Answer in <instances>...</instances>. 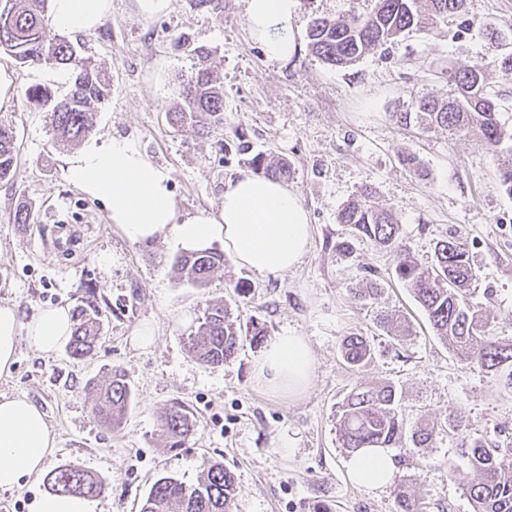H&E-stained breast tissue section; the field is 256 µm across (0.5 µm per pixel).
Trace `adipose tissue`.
Listing matches in <instances>:
<instances>
[{
  "label": "adipose tissue",
  "instance_id": "adipose-tissue-1",
  "mask_svg": "<svg viewBox=\"0 0 512 512\" xmlns=\"http://www.w3.org/2000/svg\"><path fill=\"white\" fill-rule=\"evenodd\" d=\"M52 19L61 31L97 27L112 12V0H50ZM297 0H247V23L261 39L269 59L286 61L301 47L294 36ZM68 179L87 197L107 208L108 219L127 240L148 244L174 239L185 250L224 244L237 265L263 278H276L298 266L311 239L308 212L283 181L241 172L224 185L219 209L179 215L169 169L155 164L137 141L114 137L89 142L66 160ZM67 308L41 310L21 322L15 306L0 305V374L16 361L20 337L45 354L55 353L71 336ZM313 358L305 337L284 332L272 337L255 364V378L276 395L303 394ZM55 437L44 414L21 397H0V489L19 487L44 470ZM357 484L381 489L393 484L396 464L386 448H367L345 463Z\"/></svg>",
  "mask_w": 512,
  "mask_h": 512
}]
</instances>
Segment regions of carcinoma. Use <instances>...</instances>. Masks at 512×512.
<instances>
[{
	"label": "carcinoma",
	"instance_id": "carcinoma-1",
	"mask_svg": "<svg viewBox=\"0 0 512 512\" xmlns=\"http://www.w3.org/2000/svg\"><path fill=\"white\" fill-rule=\"evenodd\" d=\"M428 2L435 19L460 15L466 9V0ZM417 3L418 0H375L373 11L365 17L319 19L308 31L309 51L330 66L352 65L370 50L400 35L427 28L431 17L418 12ZM46 11L47 0H0V51L22 67L61 65L73 71V83L60 97L38 86L25 91L28 102L48 107L49 124L57 141L72 145L95 132L98 108L107 96L106 78L81 56L78 47L51 31ZM197 56L194 73L183 82V104L169 116L173 124H188L204 135L224 124V87L208 63V55L199 50ZM448 83V97L423 99L416 112H395L396 122L476 135L487 149L496 150L506 132L497 118L498 103L487 91L485 73L475 67L458 69L450 73ZM17 164L14 131L0 125V180L13 176ZM254 168L280 180H288L292 174L288 161L269 159L263 154L255 157ZM337 222L350 226L354 236L395 252L396 275L425 312L435 336L459 362L480 368L496 377L504 388L512 389V341L493 335L488 316L473 297L471 285L477 281L478 273L464 242L452 236L442 240L436 245L432 263L418 264L402 243L398 218L376 205L368 191L345 204L338 212ZM225 261L223 252L204 249L183 253L175 267L181 280L194 288H204ZM100 322L101 313L94 301L77 309L69 344L71 356H92ZM379 326L394 338L413 333L410 322L395 311L380 315ZM241 338V329L230 319L227 307L209 304L198 318L196 331L187 336L186 345L202 365L215 368L235 357ZM339 350L342 359L356 371L372 361L373 346L360 335L344 337ZM92 389L96 421L119 429L132 395L125 375L114 369ZM399 401L396 387L390 383L355 386L340 407L337 431L341 446L350 453L361 448H395L401 458L409 444L425 448L442 432H461V452L470 465V473L463 477V491L471 512H512L511 442L490 443L486 437L467 433L460 411L443 419L421 416L410 422L399 410ZM160 422L172 448L180 447L193 431L191 412L179 402L166 409ZM48 490L52 494L93 497L103 493L105 485L88 470L62 465L48 478ZM234 499V475L224 469V464L213 463L192 485L169 476L157 478L140 512H234ZM396 499L399 512H427L425 497L411 492L404 481L396 486Z\"/></svg>",
	"mask_w": 512,
	"mask_h": 512
}]
</instances>
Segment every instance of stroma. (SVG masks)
<instances>
[{
    "label": "stroma",
    "instance_id": "1",
    "mask_svg": "<svg viewBox=\"0 0 512 512\" xmlns=\"http://www.w3.org/2000/svg\"><path fill=\"white\" fill-rule=\"evenodd\" d=\"M373 5L298 0L295 36L306 41L315 18L363 14ZM489 28L498 31L500 47L486 39ZM176 36L188 51H173ZM68 39L109 80L95 139L136 140L170 170L180 213L216 211L225 182L252 170L256 154H273L293 166L288 185L309 212L312 238L303 262L280 277L264 279L229 261L208 288L180 282L173 268L178 244L131 243L109 223L104 205L69 181L70 148L54 143L46 107L24 96L35 85L64 91L54 67H21L1 53L19 96L0 109V124L13 127L19 154L15 176L0 181V305L15 306L27 322L42 309L74 311L93 297L102 319L92 357L72 358L65 346L45 355L23 338L10 374L0 376V396L30 400L55 435L47 471L70 464L97 474L106 486L97 512H138L155 479L190 485L213 461L234 475L235 512H398L393 488L366 489L344 467L348 453L336 421L343 399L362 381L393 382L407 420L458 410L469 432L512 440V392L460 364L396 277L393 253L352 237L336 220L368 184L376 202L398 216L418 262L430 263L436 243L449 235L464 240L479 271L475 294L495 335L512 340V195L497 178L500 164L512 158V83L497 73L500 53H512V0H467L463 17L410 32L346 68L306 49L286 62L269 60L246 24V0H213L207 8L171 0L156 17L141 15L136 0H112L98 27ZM195 47L209 52L224 81V125L206 135L167 118L197 62ZM468 66L486 71L500 105L508 137L497 151L473 136L395 124L393 113L446 95L449 73ZM23 206L31 219L19 224L15 214ZM343 240L349 250L338 249ZM365 278L381 289L366 304L349 292ZM210 302L226 303L238 326L261 332L257 341L243 337L235 358L217 368L201 365L185 344ZM393 309L409 317L414 335L397 340L377 327V315ZM147 323L155 336L143 347L136 335ZM286 330L307 339L314 361L310 388L289 399L265 392L253 374L264 341ZM351 333L375 347L360 373L338 351ZM114 369L132 390L117 431L95 421L90 389ZM174 402L196 420L177 450L167 447L159 422ZM468 470L458 438L442 433L429 447L408 449L396 477L425 495L428 512H470L460 480Z\"/></svg>",
    "mask_w": 512,
    "mask_h": 512
}]
</instances>
